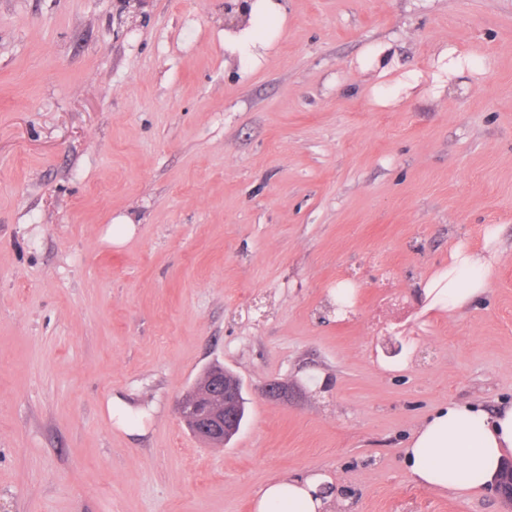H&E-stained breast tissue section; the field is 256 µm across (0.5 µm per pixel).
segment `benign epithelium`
Returning <instances> with one entry per match:
<instances>
[{
    "mask_svg": "<svg viewBox=\"0 0 512 512\" xmlns=\"http://www.w3.org/2000/svg\"><path fill=\"white\" fill-rule=\"evenodd\" d=\"M207 386L184 394L177 403L181 420L192 426V431L205 441L219 447L224 439L238 431V401L241 382L224 375V369L215 365L207 368ZM263 397L272 401L288 400V383L271 381L262 388ZM493 489L512 512V460L494 480Z\"/></svg>",
    "mask_w": 512,
    "mask_h": 512,
    "instance_id": "7a95c632",
    "label": "benign epithelium"
}]
</instances>
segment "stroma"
Listing matches in <instances>:
<instances>
[{"mask_svg":"<svg viewBox=\"0 0 512 512\" xmlns=\"http://www.w3.org/2000/svg\"><path fill=\"white\" fill-rule=\"evenodd\" d=\"M232 8L0 0V512H252L311 471L339 512H504L402 448L443 403L512 400V0H287L245 76ZM491 224L487 293L426 312ZM216 362L249 400L221 447L176 408ZM136 230L134 222L129 217H119L111 224L106 232V240L113 245H122Z\"/></svg>","mask_w":512,"mask_h":512,"instance_id":"1","label":"stroma"}]
</instances>
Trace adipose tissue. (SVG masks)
I'll return each instance as SVG.
<instances>
[{
  "label": "adipose tissue",
  "instance_id": "obj_1",
  "mask_svg": "<svg viewBox=\"0 0 512 512\" xmlns=\"http://www.w3.org/2000/svg\"><path fill=\"white\" fill-rule=\"evenodd\" d=\"M242 27L225 31L224 48L253 66L257 50L269 46L286 21L282 0H240ZM497 228H488L483 249H455L447 266L425 285L431 307L451 314L487 289L498 257ZM512 452V403L487 412L471 403L450 402L436 408L411 433L404 449L409 475L422 488L478 492L493 482ZM328 476H282L268 481L254 500L253 512H327Z\"/></svg>",
  "mask_w": 512,
  "mask_h": 512
}]
</instances>
